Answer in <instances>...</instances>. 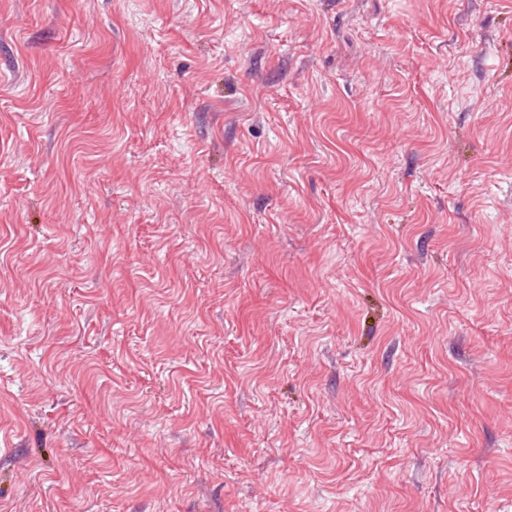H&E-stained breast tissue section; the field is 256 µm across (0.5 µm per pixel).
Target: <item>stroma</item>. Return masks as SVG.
I'll use <instances>...</instances> for the list:
<instances>
[{
	"mask_svg": "<svg viewBox=\"0 0 512 512\" xmlns=\"http://www.w3.org/2000/svg\"><path fill=\"white\" fill-rule=\"evenodd\" d=\"M0 512H512V0H0Z\"/></svg>",
	"mask_w": 512,
	"mask_h": 512,
	"instance_id": "obj_1",
	"label": "stroma"
}]
</instances>
